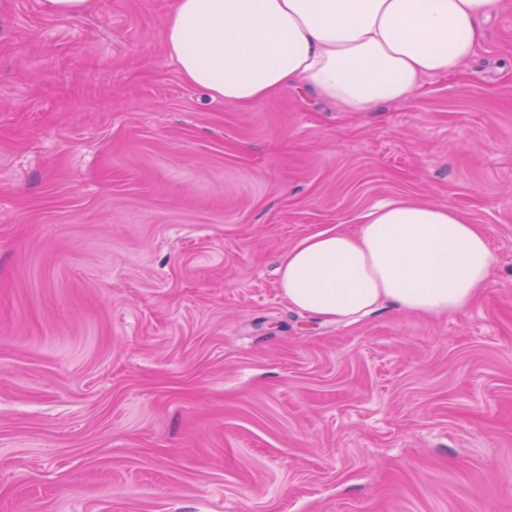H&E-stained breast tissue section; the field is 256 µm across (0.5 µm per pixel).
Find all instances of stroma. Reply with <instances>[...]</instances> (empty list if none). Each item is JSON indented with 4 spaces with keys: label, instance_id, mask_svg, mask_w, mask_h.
<instances>
[{
    "label": "stroma",
    "instance_id": "1",
    "mask_svg": "<svg viewBox=\"0 0 512 512\" xmlns=\"http://www.w3.org/2000/svg\"><path fill=\"white\" fill-rule=\"evenodd\" d=\"M172 0H0V512H512V0L407 102L244 109ZM397 196L494 276L465 313L328 322L277 267Z\"/></svg>",
    "mask_w": 512,
    "mask_h": 512
}]
</instances>
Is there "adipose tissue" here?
Listing matches in <instances>:
<instances>
[{
    "instance_id": "obj_1",
    "label": "adipose tissue",
    "mask_w": 512,
    "mask_h": 512,
    "mask_svg": "<svg viewBox=\"0 0 512 512\" xmlns=\"http://www.w3.org/2000/svg\"><path fill=\"white\" fill-rule=\"evenodd\" d=\"M500 0H174L167 57L190 85L248 108L292 83L344 112L406 102L425 78L471 59ZM485 235L454 207L401 196L357 233L329 229L283 255L288 303L329 320L389 304L466 311L488 288Z\"/></svg>"
}]
</instances>
